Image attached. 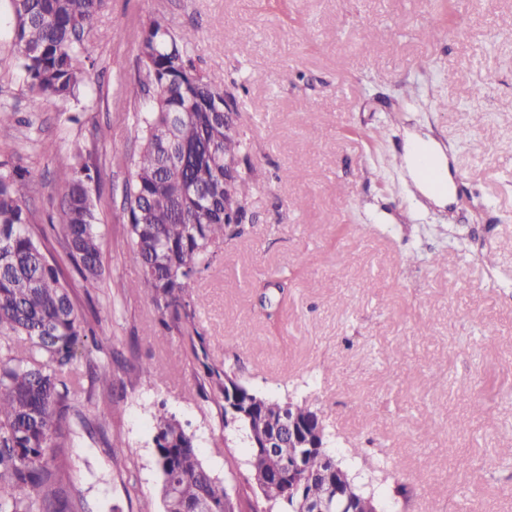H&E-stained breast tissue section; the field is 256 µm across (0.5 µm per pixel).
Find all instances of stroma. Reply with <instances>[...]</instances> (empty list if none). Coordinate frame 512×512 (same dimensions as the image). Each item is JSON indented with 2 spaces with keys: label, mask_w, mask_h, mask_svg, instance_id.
Masks as SVG:
<instances>
[{
  "label": "stroma",
  "mask_w": 512,
  "mask_h": 512,
  "mask_svg": "<svg viewBox=\"0 0 512 512\" xmlns=\"http://www.w3.org/2000/svg\"><path fill=\"white\" fill-rule=\"evenodd\" d=\"M450 12L448 24L433 0H104L86 37L91 88L65 105L29 92L0 0V104L14 127L0 162L28 171L34 223H58L69 174L33 140L81 149L99 175L98 287L48 242L112 371L111 390L77 407L126 444L125 474L105 442L69 448L90 512H162L161 406L228 487L246 472L243 437L225 428L187 337L128 288L142 276L125 214L142 142L120 87L143 77L140 35L157 17L172 34L195 30L188 56L236 100L246 141L244 233L192 290L205 300L194 324L209 363L307 401L384 512H512V0H450ZM441 100L455 110L438 111ZM408 130L446 155L456 180L445 205L427 202L399 160ZM265 294L283 297L274 316ZM144 363L163 365L164 380L142 384Z\"/></svg>",
  "instance_id": "35a3bbf8"
}]
</instances>
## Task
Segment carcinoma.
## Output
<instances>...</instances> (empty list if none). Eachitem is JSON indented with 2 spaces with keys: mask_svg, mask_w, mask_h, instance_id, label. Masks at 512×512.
<instances>
[{
  "mask_svg": "<svg viewBox=\"0 0 512 512\" xmlns=\"http://www.w3.org/2000/svg\"><path fill=\"white\" fill-rule=\"evenodd\" d=\"M18 68L29 91L66 102L78 98L94 61L84 48L102 0H9ZM196 38L186 30L175 36L153 20L140 40L146 79L128 88L133 102L146 84L156 96L140 126L142 147L135 179L126 193L130 225L129 258L143 270L131 289L152 299L160 321L182 322L192 336L189 288L228 233L239 237L247 216L248 181L224 183V157L242 152L240 134L224 132V91L194 73L187 48ZM70 173L60 223L53 225L85 286L100 280L101 252L92 167L79 151L63 153L42 144ZM26 172H0V512H87L84 499L67 491L62 449L77 430L88 437L105 434V421L89 422L72 401H92L98 386L112 385L108 365L80 357L95 334L71 298V284L46 254L40 227L30 221L24 188ZM236 204L241 222L224 223V200ZM206 377L234 408L249 450L237 501L223 481L204 465L196 436L166 410L154 416V462L161 478L164 512H297L300 496L321 500L336 484V459L327 436L314 448L288 439V417L315 426L318 413L305 401L268 398L245 384L228 385L225 373L201 362ZM163 366L138 367L146 384L161 380ZM276 436L275 448L254 447L252 437ZM298 465L299 489L288 482L275 489L256 488L266 473ZM342 496L327 512L346 505L373 512V496L352 478L341 483Z\"/></svg>",
  "mask_w": 512,
  "mask_h": 512,
  "instance_id": "cac0c4a2",
  "label": "carcinoma"
}]
</instances>
